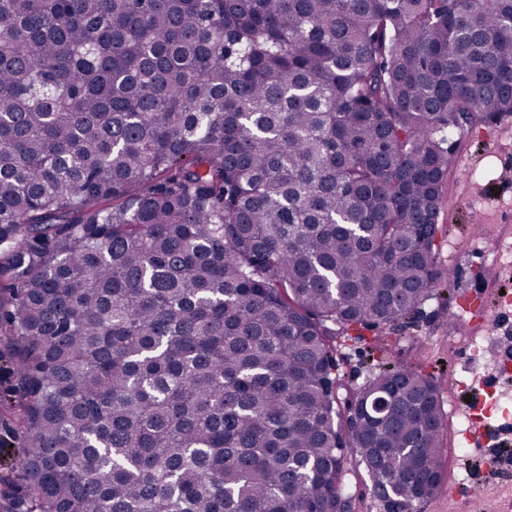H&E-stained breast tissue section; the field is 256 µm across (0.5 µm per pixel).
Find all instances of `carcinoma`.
<instances>
[{
  "instance_id": "obj_1",
  "label": "carcinoma",
  "mask_w": 512,
  "mask_h": 512,
  "mask_svg": "<svg viewBox=\"0 0 512 512\" xmlns=\"http://www.w3.org/2000/svg\"><path fill=\"white\" fill-rule=\"evenodd\" d=\"M498 112L512 0H0L26 512H335L346 448L434 496L436 385L342 400L336 345L447 277V132Z\"/></svg>"
}]
</instances>
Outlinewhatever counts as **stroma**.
I'll use <instances>...</instances> for the list:
<instances>
[{"mask_svg": "<svg viewBox=\"0 0 512 512\" xmlns=\"http://www.w3.org/2000/svg\"><path fill=\"white\" fill-rule=\"evenodd\" d=\"M449 183L444 189L436 244L438 267L449 272L451 293L426 301L413 319L393 327L365 329L362 339L346 340L336 353L337 371L348 388L363 384L382 363L400 361L431 377L451 422L442 452L446 487L417 512H448L450 495L464 497L474 480L485 490L483 512H497L512 498V465L475 471L473 462L512 443V389L499 387L512 369V112L480 123L464 139L449 137ZM481 359L472 362L470 353ZM480 375L486 399L496 400L491 425L472 433L460 412L453 380ZM364 466L350 467L344 492L352 512H388L373 495Z\"/></svg>", "mask_w": 512, "mask_h": 512, "instance_id": "stroma-1", "label": "stroma"}]
</instances>
